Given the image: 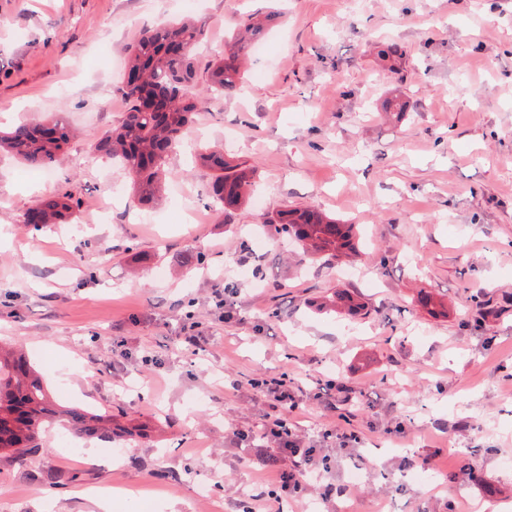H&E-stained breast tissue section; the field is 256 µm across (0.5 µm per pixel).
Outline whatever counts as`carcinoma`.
<instances>
[{
	"mask_svg": "<svg viewBox=\"0 0 512 512\" xmlns=\"http://www.w3.org/2000/svg\"><path fill=\"white\" fill-rule=\"evenodd\" d=\"M204 35V25L183 19L148 29L129 44L124 78L138 81L135 86L125 84L129 110L118 126L91 137L96 151L120 161L144 205L160 195L166 158L184 142L199 101H220L237 91L244 79V49L249 41L236 35L207 78L198 82L191 51ZM70 139L65 123L43 118L0 131V151L12 152L30 168L46 169L59 162ZM200 159L213 171L209 196L218 211L226 214L244 204L255 170L221 151H207ZM76 206L78 198L69 189L27 210L22 223L33 231L43 224H61ZM266 223L276 235L299 243L305 259L312 262L340 259L356 251L353 225L318 209H281ZM56 425L77 435H112V421L106 415L59 406L27 359L0 347V451L23 463L40 454L43 430Z\"/></svg>",
	"mask_w": 512,
	"mask_h": 512,
	"instance_id": "obj_1",
	"label": "carcinoma"
}]
</instances>
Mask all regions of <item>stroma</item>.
I'll list each match as a JSON object with an SVG mask.
<instances>
[{"label":"stroma","instance_id":"1","mask_svg":"<svg viewBox=\"0 0 512 512\" xmlns=\"http://www.w3.org/2000/svg\"><path fill=\"white\" fill-rule=\"evenodd\" d=\"M273 7L241 90L201 103L190 129L256 168L252 198L217 215L212 173L185 148L141 207L88 138L127 110V45L198 18L203 79L241 18ZM395 93L410 111H382ZM45 114L75 132L59 167L0 155V343L117 431L48 430L26 464L0 452V512H97L106 490L112 512L258 506L274 468L295 466L258 465L276 412L251 382L283 375L288 424L315 455L279 512H512V0H0V125ZM67 187L70 223L29 232L24 212ZM286 207L356 225L360 253L300 267L256 230ZM183 252L201 264L179 265ZM343 292L356 318L325 309ZM59 472L79 478L53 485ZM329 484L346 497L324 499ZM128 486L137 501L117 497Z\"/></svg>","mask_w":512,"mask_h":512}]
</instances>
